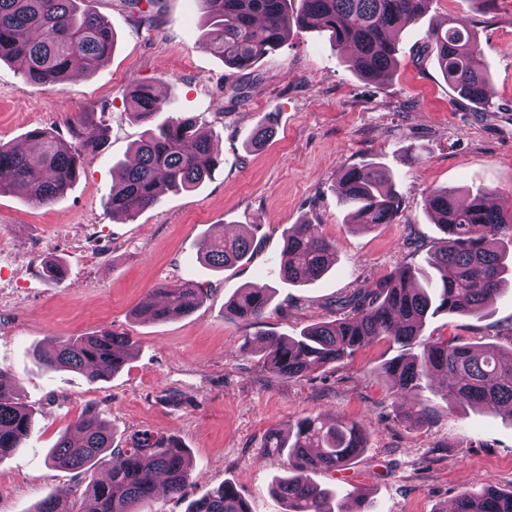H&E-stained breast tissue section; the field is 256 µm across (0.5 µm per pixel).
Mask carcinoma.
<instances>
[{"label":"carcinoma","instance_id":"obj_1","mask_svg":"<svg viewBox=\"0 0 512 512\" xmlns=\"http://www.w3.org/2000/svg\"><path fill=\"white\" fill-rule=\"evenodd\" d=\"M77 0H0V61L24 62L33 84L63 85L74 65L90 73L111 55L112 28L104 16L78 11ZM207 10L211 50L224 65L253 71L265 56L281 49L293 28L316 29L340 46L352 48L349 67L369 82L394 75L399 65L396 36L416 23L430 0H202ZM426 51L434 54L448 86L475 105H489L488 75L470 23L453 19L430 35ZM131 114L147 123L163 108L149 86L138 85L129 96ZM271 115L253 132L251 143L262 148L274 135ZM72 146L47 129L28 133L32 147L20 150L0 144V194H18L47 204L62 196L77 179L82 152L99 149L105 129L82 119L73 128ZM135 162L123 166L112 183L108 204L112 215L133 218L156 206L162 190H188L222 163L213 150V133L202 131L188 117L170 118L146 130L135 148ZM340 200L350 211L352 228L367 230L396 223L402 201L391 177L364 164L344 170ZM429 210L442 237L433 246L429 269L400 267L387 279L355 289L342 301L343 317L308 326L298 336L260 339L274 349L264 363L277 374L300 378L329 369L365 349L376 339L401 348L414 344L418 353H403L380 367L394 394L410 399L418 409L406 417L418 422L433 418L418 393L433 383H451L449 400L460 405L512 409V350L496 345L475 346L455 339L424 335L426 323L440 314L478 317L499 292L512 270L501 244L512 242V210L486 202L476 194L462 201L456 191L435 188ZM279 272L290 284L319 278L332 263L334 245L316 224L284 228ZM198 258L214 269L249 261L256 251L254 237L205 236L197 244ZM203 289L189 282L168 284L145 297L136 315L162 322L193 313L206 299ZM270 289L245 286L224 304L227 319L247 325L263 318ZM127 337L112 331L71 337L58 342L39 362L51 369L68 368L85 374L91 384L105 381L128 361ZM81 437L65 435L54 446V465L90 475L88 487H62L51 492L33 512H138L153 501L158 484L181 498L190 476L187 449L169 438L136 434L127 447H112L105 421L88 408L80 421ZM31 429L30 410L0 390V458L21 447ZM367 445L354 420L332 422L320 415L298 420L288 433L272 429L265 448L287 454L288 473L273 490L283 512H353L339 500L330 507L332 492L315 483L318 470L340 471ZM108 477L96 470L108 464ZM187 512H253L236 487L226 482ZM453 512H512V490L486 488L457 497Z\"/></svg>","mask_w":512,"mask_h":512}]
</instances>
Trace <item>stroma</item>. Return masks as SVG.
<instances>
[{
  "label": "stroma",
  "instance_id": "35a3bbf8",
  "mask_svg": "<svg viewBox=\"0 0 512 512\" xmlns=\"http://www.w3.org/2000/svg\"><path fill=\"white\" fill-rule=\"evenodd\" d=\"M82 7L104 15L115 35L98 70L59 88L31 84L19 63L0 62V143L25 147L36 128L71 140L72 123L85 113L107 130L104 147L84 156L77 180L52 204L0 194V387L32 410L24 447L0 458V512H33L50 491L81 482L47 457L89 406L115 446L148 431L187 448L184 498L158 495L144 512H186L227 481L255 512H282L271 489L288 462L267 452L266 435L318 413L363 426L362 455L345 472L315 479L340 496L362 490L368 512H449L460 493L511 490L512 413L451 406L438 392L427 396L432 421L406 419L402 399L378 375L399 353L387 340L299 379L270 371L261 352L243 344L336 319L337 300L353 289L402 265H424L440 236L427 210L430 189L462 198L481 190L512 206V0L491 10L479 0H431L398 35V72L375 83L351 70L348 50L310 29H294L253 73L230 69L208 47L202 0H153L142 22L124 0ZM457 17L469 20L490 74L486 112L459 100L434 56L419 54L432 30ZM138 84L162 96L161 118L191 116L212 131L224 162L194 190L165 192L157 206L123 220L108 199L113 165L133 162L146 130L128 113ZM232 85L243 87L239 99L229 98ZM269 112L277 115L274 136L254 149L252 133ZM362 164L393 175L403 209L397 223L351 228L338 178ZM303 223L333 241L335 260L322 278L293 286L279 274L282 231ZM249 229L257 244L250 262L216 272L198 261L201 237ZM50 262L62 266L63 282L46 272ZM171 281L207 288L203 305L164 322L137 318L143 298ZM247 285L274 291L264 318L250 326L224 316L225 302ZM510 323L512 284L482 318L442 314L426 332L505 349L512 344L499 334ZM100 330L131 340L129 361L110 380L93 385L33 358Z\"/></svg>",
  "mask_w": 512,
  "mask_h": 512
}]
</instances>
